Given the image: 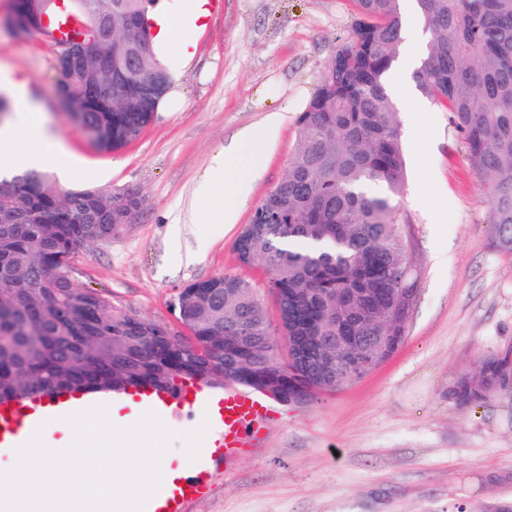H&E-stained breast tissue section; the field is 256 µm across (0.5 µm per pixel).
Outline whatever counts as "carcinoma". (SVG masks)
Instances as JSON below:
<instances>
[{"label": "carcinoma", "instance_id": "carcinoma-1", "mask_svg": "<svg viewBox=\"0 0 512 512\" xmlns=\"http://www.w3.org/2000/svg\"><path fill=\"white\" fill-rule=\"evenodd\" d=\"M153 0H96L72 42L103 41L56 63V96L100 149L136 139L158 112L168 76L149 15ZM358 19L298 120L281 181L235 241L240 266L267 274L273 303L288 311L286 335L317 336L335 357L340 389L375 369L382 336H400L411 311L396 305L417 280L407 219L394 201L406 185L399 112L388 93L399 60L404 0H355ZM429 33L413 73L417 89L444 107L491 199V234L512 257V0H416ZM54 0H13L10 32L45 30ZM145 197L128 185L59 192L26 171L0 180V402L67 391L158 393L185 381L233 382L257 390L262 373H317L299 356L252 344L269 321L255 284L224 274L188 285L178 319L188 335L118 310L73 277L76 251L128 234ZM360 337L343 352L328 340ZM512 392V350L461 375L456 398L470 405Z\"/></svg>", "mask_w": 512, "mask_h": 512}]
</instances>
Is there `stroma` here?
<instances>
[{"label":"stroma","instance_id":"obj_1","mask_svg":"<svg viewBox=\"0 0 512 512\" xmlns=\"http://www.w3.org/2000/svg\"><path fill=\"white\" fill-rule=\"evenodd\" d=\"M0 66L47 113L84 165L70 189L139 186L145 206L133 231L80 248L78 283L114 306L178 328L187 285L241 270L234 242L280 181L298 119L320 74L351 35L355 0H222L182 67L184 104L157 112L125 147L100 150L56 102L55 57L41 36H11L2 21ZM272 112L286 121L257 142L258 175L237 224L224 197L196 196L199 176L239 129ZM418 299L400 348L361 381L310 405L271 402L266 433L231 465L216 461L212 491L187 512H496L512 505V393L460 404L450 393L482 357L512 348V257L491 244V201L471 170L449 114L421 93L400 109Z\"/></svg>","mask_w":512,"mask_h":512}]
</instances>
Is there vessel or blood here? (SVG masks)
Masks as SVG:
<instances>
[{"label":"vessel or blood","mask_w":512,"mask_h":512,"mask_svg":"<svg viewBox=\"0 0 512 512\" xmlns=\"http://www.w3.org/2000/svg\"><path fill=\"white\" fill-rule=\"evenodd\" d=\"M136 400L142 409L156 412L166 422L207 416L214 429L212 444L223 449L228 462L240 455L249 439L265 429L270 414L264 399L237 387L225 388L223 398L217 400L195 383L163 396L142 390ZM69 402L68 396L50 395L38 401L18 400L0 405V457L12 456L26 434L48 420L53 409L68 407ZM209 480L205 459H198L188 467L176 488L160 487L144 512H184L187 503L205 494Z\"/></svg>","instance_id":"obj_1"}]
</instances>
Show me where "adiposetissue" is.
Listing matches in <instances>:
<instances>
[{
    "instance_id": "ef3b65f1",
    "label": "adipose tissue",
    "mask_w": 512,
    "mask_h": 512,
    "mask_svg": "<svg viewBox=\"0 0 512 512\" xmlns=\"http://www.w3.org/2000/svg\"><path fill=\"white\" fill-rule=\"evenodd\" d=\"M206 0H184L181 10L161 21L159 37L181 62H188L195 45L193 32L207 16ZM14 122L0 126V172L13 169H38L53 172L60 181H71L79 165L76 158L50 129L41 107L20 98L14 104ZM283 113L268 114L260 127L245 128L233 135L215 156L211 167L197 186L200 198L215 190L224 192L225 224H236L239 212L249 198L255 176L249 152L260 138H272L285 122Z\"/></svg>"
}]
</instances>
